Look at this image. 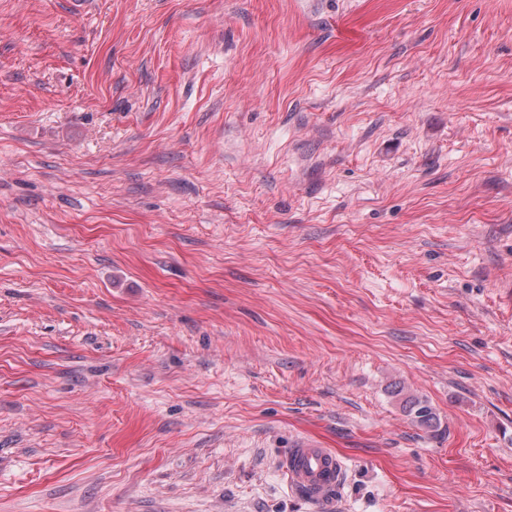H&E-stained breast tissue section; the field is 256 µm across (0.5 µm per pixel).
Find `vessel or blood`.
Wrapping results in <instances>:
<instances>
[{"instance_id":"1","label":"vessel or blood","mask_w":512,"mask_h":512,"mask_svg":"<svg viewBox=\"0 0 512 512\" xmlns=\"http://www.w3.org/2000/svg\"><path fill=\"white\" fill-rule=\"evenodd\" d=\"M286 465L290 483L306 492L322 512H328L333 492L343 477V465L336 454L304 442L289 450Z\"/></svg>"}]
</instances>
